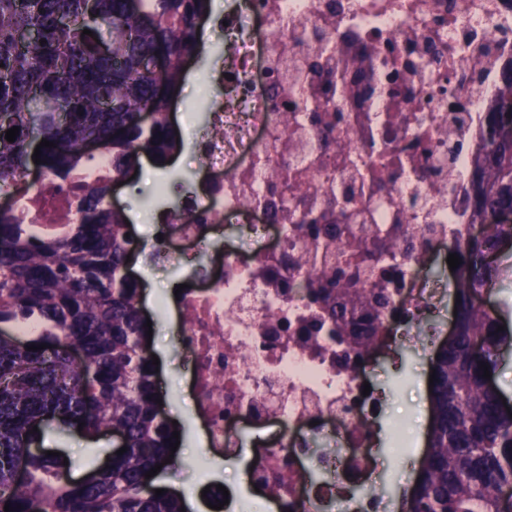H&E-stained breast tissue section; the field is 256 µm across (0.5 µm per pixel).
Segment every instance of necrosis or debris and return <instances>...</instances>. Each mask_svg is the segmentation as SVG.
Instances as JSON below:
<instances>
[{"instance_id": "obj_1", "label": "necrosis or debris", "mask_w": 512, "mask_h": 512, "mask_svg": "<svg viewBox=\"0 0 512 512\" xmlns=\"http://www.w3.org/2000/svg\"><path fill=\"white\" fill-rule=\"evenodd\" d=\"M223 19L224 58L207 82L216 91L207 131L189 140L201 158L200 187L141 248L156 262L192 264L173 306L176 347L189 369L195 418L210 457L257 430L245 460L265 475L275 512H391L372 492L375 443L384 428L378 391H364L377 357L428 317L442 292L420 272L473 236L474 161L485 149L486 112L512 60V0H235ZM335 37L330 86L307 79L288 126L266 86L277 60L303 65L316 39ZM436 43L441 56L425 47ZM368 63L355 72L349 60ZM368 86L355 95L353 83ZM321 108L342 121L310 125ZM297 146L289 150L286 139ZM299 183L288 210L271 220L268 184L280 168ZM355 196L332 253L284 266L310 212ZM62 192L24 193L23 224L71 221ZM363 260L390 305L358 357L336 336L308 280L324 260ZM288 484L270 489L280 470Z\"/></svg>"}]
</instances>
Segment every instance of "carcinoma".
<instances>
[{
    "label": "carcinoma",
    "instance_id": "cac0c4a2",
    "mask_svg": "<svg viewBox=\"0 0 512 512\" xmlns=\"http://www.w3.org/2000/svg\"><path fill=\"white\" fill-rule=\"evenodd\" d=\"M211 0H0V190L36 168L66 190L74 171L95 163L84 150L90 140L110 156L112 177L84 183L76 197L75 224L50 231L42 224H17L0 212V512H182L183 500L158 496L145 474L171 454L175 428L159 409L157 366L148 347L141 284L129 271L136 251L124 211L106 204L112 183L126 180L146 156L165 163L182 142L169 107L179 96L186 61L197 55L198 23ZM33 27L39 40L24 44L17 30ZM88 29L93 35L83 34ZM45 43H40V40ZM166 53L160 73L142 69L156 51ZM268 96L288 125V65L274 71ZM512 62L486 116V150L476 164L471 192L474 213L492 220L512 211ZM63 113L50 111L54 105ZM151 113L144 121L143 113ZM20 127L13 142L6 131ZM47 140L41 163L31 144ZM309 231L334 244L340 229L330 215ZM512 240V224H493L488 237L456 247L457 335L435 346L430 388L432 425L427 450L401 512H501L502 487L512 484V414L501 392L485 385L483 367L495 372L499 356L512 348V332L475 303L494 284L496 266L486 262L500 241ZM358 279L324 265L311 281L310 297L327 307L347 345L360 354L371 347L383 292L357 287ZM360 308L347 319L348 305ZM34 325L22 338L17 330ZM483 344L475 354L471 344ZM46 348L26 350L31 345ZM81 359L71 357V349ZM47 413L68 426L82 425L94 437L117 429L127 451L87 482L66 478L60 457L30 452L40 442L33 427ZM24 457L28 479L13 481L10 465Z\"/></svg>",
    "mask_w": 512,
    "mask_h": 512
}]
</instances>
